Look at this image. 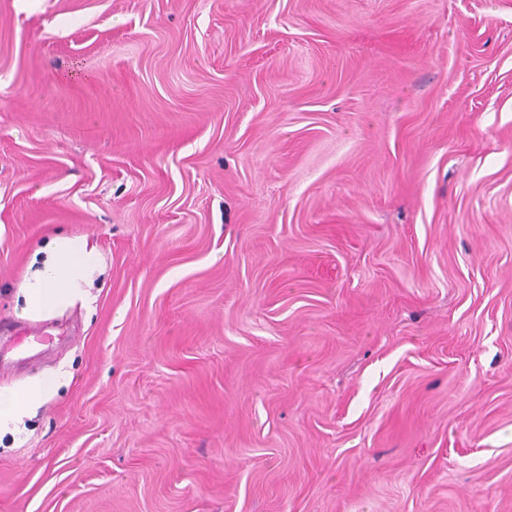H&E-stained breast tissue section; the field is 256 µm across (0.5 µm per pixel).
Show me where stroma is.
Instances as JSON below:
<instances>
[{"label": "stroma", "mask_w": 512, "mask_h": 512, "mask_svg": "<svg viewBox=\"0 0 512 512\" xmlns=\"http://www.w3.org/2000/svg\"><path fill=\"white\" fill-rule=\"evenodd\" d=\"M4 324L0 512H512V0H0ZM40 253L44 258L18 291L17 301L22 297L24 314H55L89 296L84 287L90 284L101 263L95 247L85 237L57 235L36 251L31 267ZM64 378L61 372L43 373L22 387L0 390V436L13 432L24 417L61 386Z\"/></svg>", "instance_id": "35a3bbf8"}]
</instances>
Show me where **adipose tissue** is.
<instances>
[{
    "instance_id": "obj_1",
    "label": "adipose tissue",
    "mask_w": 512,
    "mask_h": 512,
    "mask_svg": "<svg viewBox=\"0 0 512 512\" xmlns=\"http://www.w3.org/2000/svg\"><path fill=\"white\" fill-rule=\"evenodd\" d=\"M43 257L18 291L27 315L61 312L88 297V286L100 267L99 255L86 238L59 235L42 249ZM64 380L63 373L49 372L15 389L0 390V434L14 431L24 417Z\"/></svg>"
}]
</instances>
